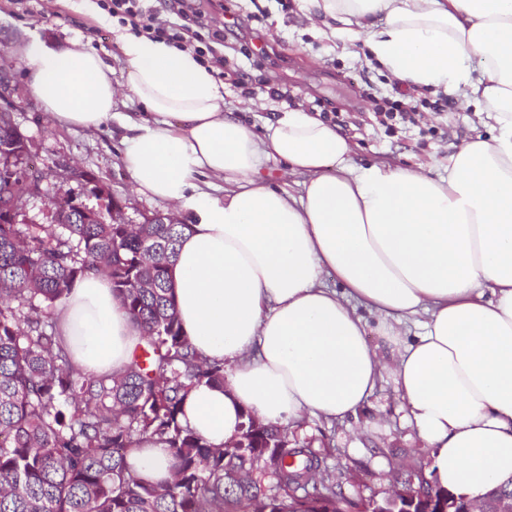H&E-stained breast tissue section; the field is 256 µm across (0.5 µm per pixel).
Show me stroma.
I'll return each instance as SVG.
<instances>
[{"mask_svg": "<svg viewBox=\"0 0 512 512\" xmlns=\"http://www.w3.org/2000/svg\"><path fill=\"white\" fill-rule=\"evenodd\" d=\"M208 14H236L242 20L237 37L217 46L227 59L224 67V109L254 131L285 108L303 106L315 115L338 113L340 130L356 148V164L390 162L405 166L431 164L480 129L472 112L461 110L444 90L427 92L428 101L444 106L427 132L410 128L392 134L374 124L367 89L398 98L387 74L360 57L342 54L332 42L313 30L300 0H202ZM41 38L80 40L97 52L112 69V81L124 82L126 62L118 53L112 31L88 16L75 0H0V113H10L26 140V165L39 177L38 191L25 209L29 224L53 223L52 201L59 190H69L98 208L105 198L117 199L129 219L168 213L159 200L140 195L122 163L124 123L141 119L146 109L131 93L119 96L115 115L100 128L87 130L61 125L35 98L25 64L11 49L23 31ZM247 71L264 108L251 106L236 85L237 70ZM288 89L290 99L273 98L269 88ZM93 175L102 197L88 194L84 175ZM290 443L311 448L326 470L340 482L346 499L358 502L383 497L396 473L426 474L429 453L421 448L398 411L393 382H383L367 404L342 421L314 419L288 432Z\"/></svg>", "mask_w": 512, "mask_h": 512, "instance_id": "1", "label": "stroma"}]
</instances>
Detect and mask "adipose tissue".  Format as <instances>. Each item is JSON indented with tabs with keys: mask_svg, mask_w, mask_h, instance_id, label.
Returning <instances> with one entry per match:
<instances>
[{
	"mask_svg": "<svg viewBox=\"0 0 512 512\" xmlns=\"http://www.w3.org/2000/svg\"><path fill=\"white\" fill-rule=\"evenodd\" d=\"M303 2L327 40L394 83L445 88L487 136L437 159L435 177L360 166L351 139L301 107L254 132L225 112L223 84L193 49L117 22L120 88L80 41L27 34L14 52L61 125L98 128L123 90L153 116L129 124L122 162L139 194L194 213L170 272L175 305L192 345L224 364L223 386L194 388L182 423L220 446L249 413L341 420L387 377L430 453V483L482 500L512 477V0ZM269 158L302 176L301 195L262 176ZM330 272L340 289L325 285ZM56 319L73 361L97 375L122 369L141 340L97 274Z\"/></svg>",
	"mask_w": 512,
	"mask_h": 512,
	"instance_id": "1",
	"label": "adipose tissue"
}]
</instances>
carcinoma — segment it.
<instances>
[{
    "label": "carcinoma",
    "instance_id": "1",
    "mask_svg": "<svg viewBox=\"0 0 512 512\" xmlns=\"http://www.w3.org/2000/svg\"><path fill=\"white\" fill-rule=\"evenodd\" d=\"M27 145L0 113V512H323L354 503L309 448L288 447V427L254 415L230 447L179 419L189 391L224 384V364L192 347L178 319L170 269L186 224L98 223L71 192L57 223L25 224L32 184ZM105 276L144 344L116 373L75 365L54 310L77 280ZM169 451L170 477L148 481L129 464L143 443ZM512 478L480 506L494 512Z\"/></svg>",
    "mask_w": 512,
    "mask_h": 512
}]
</instances>
